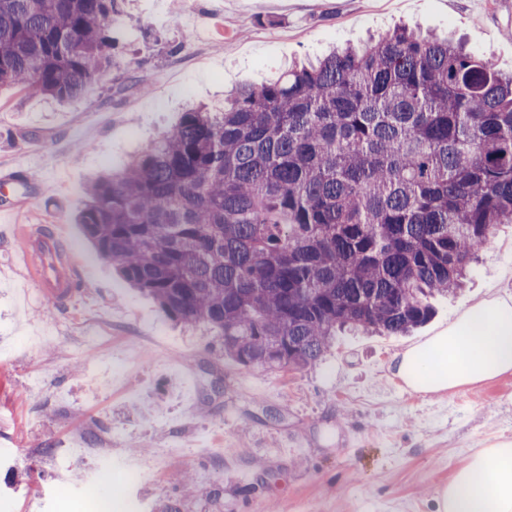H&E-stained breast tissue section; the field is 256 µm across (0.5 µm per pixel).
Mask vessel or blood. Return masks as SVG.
Returning <instances> with one entry per match:
<instances>
[{
	"mask_svg": "<svg viewBox=\"0 0 512 512\" xmlns=\"http://www.w3.org/2000/svg\"><path fill=\"white\" fill-rule=\"evenodd\" d=\"M36 255H25L27 276L41 287L44 295L59 302H67L79 285L73 267L59 264L60 244L55 234L38 237Z\"/></svg>",
	"mask_w": 512,
	"mask_h": 512,
	"instance_id": "1",
	"label": "vessel or blood"
}]
</instances>
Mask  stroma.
<instances>
[{"label":"stroma","mask_w":512,"mask_h":512,"mask_svg":"<svg viewBox=\"0 0 512 512\" xmlns=\"http://www.w3.org/2000/svg\"><path fill=\"white\" fill-rule=\"evenodd\" d=\"M116 66L62 103L0 90V209L56 229L86 282L68 305L25 283L16 226L0 223V512H435L433 492L494 439H512V374L411 393L392 354L473 303L512 296V223L465 286L432 299L405 336L342 333L311 367L268 371L224 356L204 324H174L90 246L74 212L98 171L122 170L183 112L277 79L294 60L408 23L448 33L512 72L502 0H118ZM19 223V224H20ZM112 449L71 454V439ZM180 447L162 459L158 449ZM142 465L129 482L126 463ZM192 477L175 481L176 472Z\"/></svg>","instance_id":"stroma-1"}]
</instances>
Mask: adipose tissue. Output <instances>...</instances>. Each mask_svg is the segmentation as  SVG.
<instances>
[{
    "label": "adipose tissue",
    "mask_w": 512,
    "mask_h": 512,
    "mask_svg": "<svg viewBox=\"0 0 512 512\" xmlns=\"http://www.w3.org/2000/svg\"><path fill=\"white\" fill-rule=\"evenodd\" d=\"M389 369L422 396L512 374V298L492 294L479 300L447 328L395 352ZM434 499L436 512H512V439L475 452Z\"/></svg>",
    "instance_id": "adipose-tissue-1"
}]
</instances>
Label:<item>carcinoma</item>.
<instances>
[{
  "label": "carcinoma",
  "mask_w": 512,
  "mask_h": 512,
  "mask_svg": "<svg viewBox=\"0 0 512 512\" xmlns=\"http://www.w3.org/2000/svg\"><path fill=\"white\" fill-rule=\"evenodd\" d=\"M116 2L0 0V87L83 95ZM85 198L92 246L167 318L244 367H306L338 329L428 321L512 222V75L398 27L183 113Z\"/></svg>",
  "instance_id": "carcinoma-1"
}]
</instances>
